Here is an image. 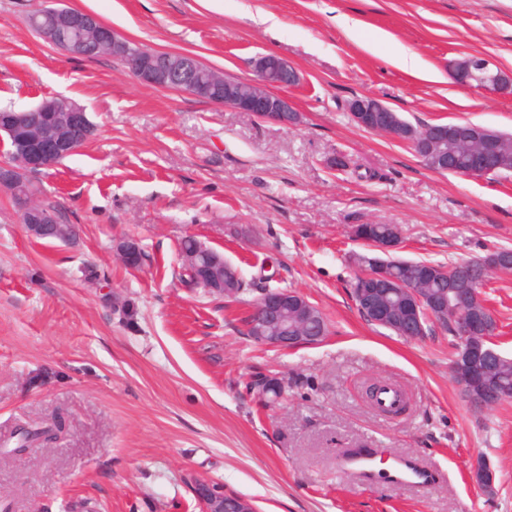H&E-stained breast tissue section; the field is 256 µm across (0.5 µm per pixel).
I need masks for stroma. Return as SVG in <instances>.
<instances>
[{
	"mask_svg": "<svg viewBox=\"0 0 512 512\" xmlns=\"http://www.w3.org/2000/svg\"><path fill=\"white\" fill-rule=\"evenodd\" d=\"M140 46L183 52L253 77L274 54L299 80L279 88L300 116L284 128L174 89L140 84L116 58L66 59L33 33L38 0H0V110L53 97L96 127L38 175L42 200L80 228L70 244L31 239L0 190V440L62 419L56 443L0 458L10 512H200L189 477L250 498L258 512H512V400L475 412L449 361L448 336L406 340L360 315L350 252L359 224H394L397 257L465 261L512 249V173L429 170L409 147L358 126L350 99L380 97L416 126L470 121L512 133V97L458 84L466 56L512 75V0H67ZM275 16L269 33L266 16ZM360 20L356 35L337 22ZM417 52L433 75L397 68ZM192 235L241 270L244 300L181 279ZM141 241V268L117 246ZM301 294L328 334L288 351L246 334L262 286ZM512 358V271L482 290ZM261 375L287 380L259 404ZM400 386L389 417L365 385ZM368 448L381 472L399 456L428 468L424 487L343 472ZM485 459L490 487L471 479Z\"/></svg>",
	"mask_w": 512,
	"mask_h": 512,
	"instance_id": "1",
	"label": "stroma"
}]
</instances>
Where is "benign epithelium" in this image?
I'll return each instance as SVG.
<instances>
[{"label": "benign epithelium", "mask_w": 512, "mask_h": 512, "mask_svg": "<svg viewBox=\"0 0 512 512\" xmlns=\"http://www.w3.org/2000/svg\"><path fill=\"white\" fill-rule=\"evenodd\" d=\"M56 25L43 38L53 43L67 57L75 56L70 43L63 35L88 32L93 39L79 44L83 56L110 54L127 61L129 70L137 81L154 88L179 87L219 106L230 107L284 127L295 125L289 116L295 110L288 98L271 92L275 85L287 84L297 78L294 68L284 59L263 55L254 62L255 77L240 84L225 79L217 70H211L207 82L199 80L197 58L182 54L176 65L169 63L165 54L150 52L139 46L132 47L129 41L119 37L111 28L103 25L97 16L85 11H75L59 2L55 10ZM454 79L471 87L490 90L502 95H512V77L499 69L490 68V63L478 57H467L452 66ZM43 122L39 126L29 124L20 114H15L7 123L0 124V130L7 133L13 143L15 156L21 165L34 173L55 167V163L74 154L92 136L94 124L86 109L72 106L61 115L48 105L38 108ZM348 111L369 131L381 132L400 141H410L427 158L436 172L453 171L448 152L443 149L448 141L469 145L468 167L463 175L477 178L484 174V167L494 154L495 141L469 128L456 124H442L421 128L411 133L396 124L383 121L382 114L391 108L373 96H363L348 104ZM17 167L9 160L0 162V188L16 192L20 210V222L28 235L34 239L46 240L60 236L63 232L57 214L42 207L34 198L15 191ZM121 258L128 267L141 265V249L135 238H126L119 244ZM198 257L211 260L215 265L230 263L224 256L201 241H196L192 255L184 258L188 263ZM476 307L459 318L455 336L454 352L457 353L451 368L454 380L460 387L467 405L475 411H484L508 394L507 388L491 381L494 366L502 355L494 348L492 328L484 317L481 295L476 288L468 289ZM322 324L314 307L304 297L293 292H272L264 297L248 325L255 336L268 346L281 350L303 345H316L323 334L313 328ZM490 467L479 462L475 465L472 480L485 487L493 482ZM202 512H258L255 505L245 496L224 491V487L201 479L192 482Z\"/></svg>", "instance_id": "benign-epithelium-1"}]
</instances>
